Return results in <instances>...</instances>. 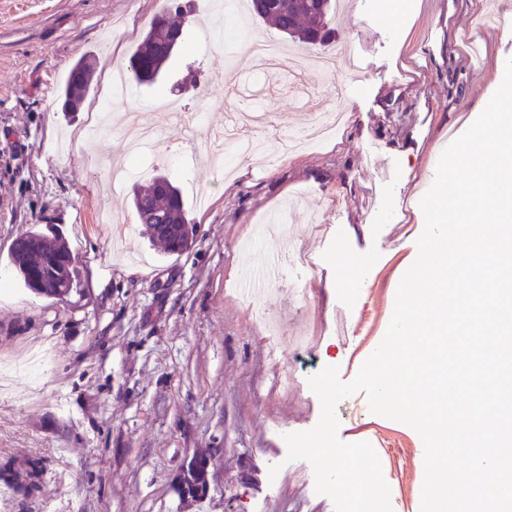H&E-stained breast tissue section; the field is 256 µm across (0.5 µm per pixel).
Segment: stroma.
<instances>
[{
	"mask_svg": "<svg viewBox=\"0 0 512 512\" xmlns=\"http://www.w3.org/2000/svg\"><path fill=\"white\" fill-rule=\"evenodd\" d=\"M168 0H0V466L39 457L36 488L0 497V512H335L315 492L312 465L287 461L285 434L312 429L321 404L308 379L325 366L352 382L391 321L424 229L420 200L449 137L463 133L496 90L512 37L480 26L488 0H404L395 27L387 0H352L337 42L362 63L349 100L326 96L329 76L299 74L297 47L268 22L257 35L283 53L274 75L240 58L239 98L217 77L232 42L206 25L215 0H193L197 23L151 86L111 105L110 134L83 132L106 102L114 62L129 57ZM93 52V90L80 111L61 105L73 63ZM271 105V129H312V109L344 107L342 132L285 157L237 160L225 178L193 149L197 130L158 112L165 148L139 164L177 185L193 243L166 253L138 224L134 190L106 182L99 162L120 154L126 113L166 99L215 127L240 97ZM56 234L78 261L63 299L28 288L8 264L17 236ZM303 249L277 286L251 294L246 269L267 253ZM353 270L346 282L338 263ZM350 319L355 341L338 340ZM320 337L294 357L295 337ZM345 442L377 437L406 449L381 456L393 512L421 506L424 445L408 425L370 412L365 393L336 407ZM206 459L211 490L182 498L174 477ZM281 464L277 477L269 469Z\"/></svg>",
	"mask_w": 512,
	"mask_h": 512,
	"instance_id": "stroma-1",
	"label": "stroma"
}]
</instances>
